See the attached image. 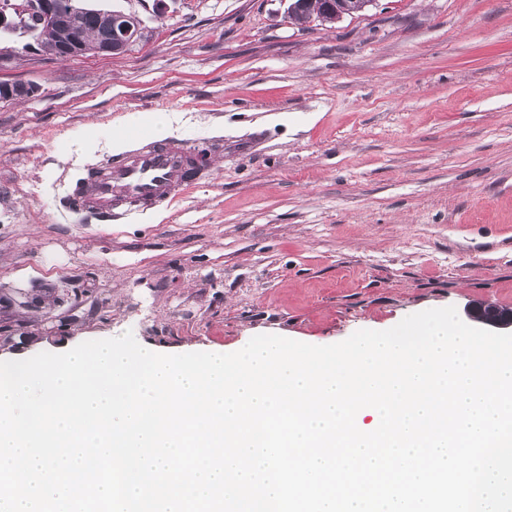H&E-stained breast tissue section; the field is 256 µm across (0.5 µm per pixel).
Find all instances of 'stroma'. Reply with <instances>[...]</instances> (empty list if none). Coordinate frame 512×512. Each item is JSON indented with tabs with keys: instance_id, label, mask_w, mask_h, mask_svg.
Masks as SVG:
<instances>
[{
	"instance_id": "stroma-1",
	"label": "stroma",
	"mask_w": 512,
	"mask_h": 512,
	"mask_svg": "<svg viewBox=\"0 0 512 512\" xmlns=\"http://www.w3.org/2000/svg\"><path fill=\"white\" fill-rule=\"evenodd\" d=\"M145 42L59 60L1 34L0 359L132 331L170 354L313 345L431 308L512 310V0H377L310 28L287 0H168ZM206 150L167 208L68 206L126 116ZM61 328L48 333L46 316ZM39 92L37 85L23 81H4L0 83V101L15 102L23 98L35 97Z\"/></svg>"
}]
</instances>
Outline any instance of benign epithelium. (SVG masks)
<instances>
[{"label": "benign epithelium", "instance_id": "7a95c632", "mask_svg": "<svg viewBox=\"0 0 512 512\" xmlns=\"http://www.w3.org/2000/svg\"><path fill=\"white\" fill-rule=\"evenodd\" d=\"M78 0H38L35 24L26 22L29 6L22 2L13 3L3 0L0 3V33H17L34 41H39V27L59 25L60 13L72 15V24L61 28L58 49L53 56L61 59H76L88 54L98 56H116L125 53L135 41L145 39L148 31L144 17L136 10L109 11L110 25L105 28L93 42L85 41L78 27L76 3ZM312 3L317 19L322 22L340 20L348 10L338 8L333 0H291L288 13L293 14ZM39 92V87L23 81H4L0 83V101L15 102L23 98H32ZM469 317L484 326L496 329H512V311L503 310L490 303L473 304L468 308Z\"/></svg>", "mask_w": 512, "mask_h": 512}]
</instances>
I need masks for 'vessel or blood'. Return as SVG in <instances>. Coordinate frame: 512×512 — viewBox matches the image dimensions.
<instances>
[{
  "label": "vessel or blood",
  "mask_w": 512,
  "mask_h": 512,
  "mask_svg": "<svg viewBox=\"0 0 512 512\" xmlns=\"http://www.w3.org/2000/svg\"><path fill=\"white\" fill-rule=\"evenodd\" d=\"M124 152L88 169L76 209L104 223L163 207L199 180V149L185 140L156 138L138 127L122 131Z\"/></svg>",
  "instance_id": "b4317fda"
}]
</instances>
